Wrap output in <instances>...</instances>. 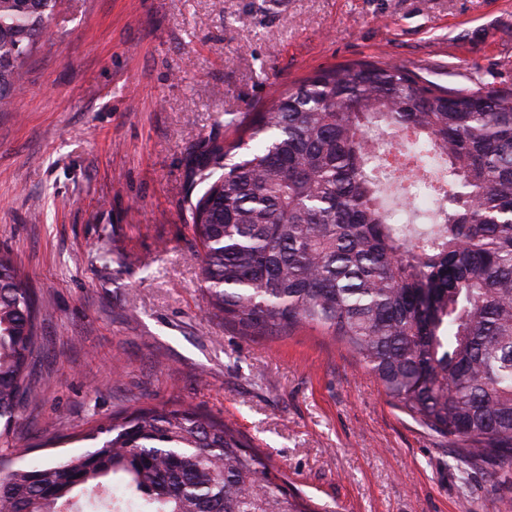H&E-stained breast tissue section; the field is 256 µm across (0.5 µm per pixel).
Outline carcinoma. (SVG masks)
Returning <instances> with one entry per match:
<instances>
[{"label":"carcinoma","instance_id":"carcinoma-1","mask_svg":"<svg viewBox=\"0 0 512 512\" xmlns=\"http://www.w3.org/2000/svg\"><path fill=\"white\" fill-rule=\"evenodd\" d=\"M62 0H0V112ZM392 154L433 208L394 222ZM248 138L195 155L186 209L206 311L255 338L312 327L356 355L388 400L457 445L456 461L512 478V89L440 86L391 62L319 71L274 97ZM39 307L0 253V440L36 398ZM106 438L36 469L0 458V512L107 500L118 477L139 512H313L258 450L192 407L136 408Z\"/></svg>","mask_w":512,"mask_h":512}]
</instances>
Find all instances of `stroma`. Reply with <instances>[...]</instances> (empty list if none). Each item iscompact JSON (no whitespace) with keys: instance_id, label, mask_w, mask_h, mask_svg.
Listing matches in <instances>:
<instances>
[{"instance_id":"35a3bbf8","label":"stroma","mask_w":512,"mask_h":512,"mask_svg":"<svg viewBox=\"0 0 512 512\" xmlns=\"http://www.w3.org/2000/svg\"><path fill=\"white\" fill-rule=\"evenodd\" d=\"M361 60L510 88L512 0H64L0 112V251L42 312L39 397L0 455L29 469L118 411L189 405L324 512H512L495 466L460 470L331 337L253 338L205 310L195 152Z\"/></svg>"}]
</instances>
